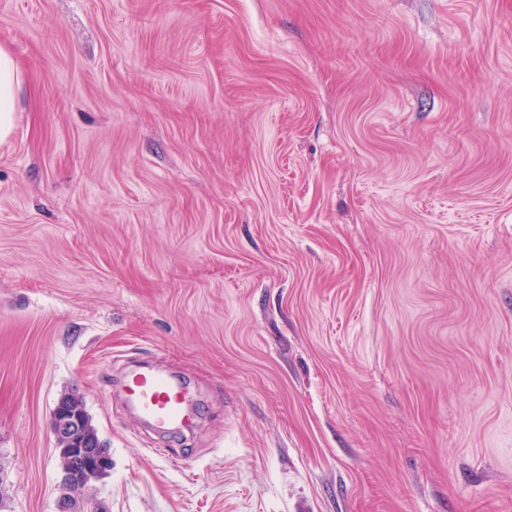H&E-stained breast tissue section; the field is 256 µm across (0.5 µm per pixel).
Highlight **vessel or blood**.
I'll use <instances>...</instances> for the list:
<instances>
[{
	"instance_id": "vessel-or-blood-1",
	"label": "vessel or blood",
	"mask_w": 512,
	"mask_h": 512,
	"mask_svg": "<svg viewBox=\"0 0 512 512\" xmlns=\"http://www.w3.org/2000/svg\"><path fill=\"white\" fill-rule=\"evenodd\" d=\"M124 391L131 408L147 425L167 434L193 427L195 415L187 407V393L179 381L140 371L127 376Z\"/></svg>"
}]
</instances>
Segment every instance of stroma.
I'll return each mask as SVG.
<instances>
[{
    "instance_id": "stroma-1",
    "label": "stroma",
    "mask_w": 512,
    "mask_h": 512,
    "mask_svg": "<svg viewBox=\"0 0 512 512\" xmlns=\"http://www.w3.org/2000/svg\"><path fill=\"white\" fill-rule=\"evenodd\" d=\"M0 44V512H57L72 389L104 512H512V0H0ZM25 84L24 73L12 52L0 46V140L11 134L18 112L19 98ZM131 408L149 426L167 434H182L194 425L187 393L177 380L150 371L132 373L124 381Z\"/></svg>"
}]
</instances>
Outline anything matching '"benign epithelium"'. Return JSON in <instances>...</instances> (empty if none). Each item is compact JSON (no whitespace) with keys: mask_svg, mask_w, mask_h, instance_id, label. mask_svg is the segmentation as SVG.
I'll return each instance as SVG.
<instances>
[{"mask_svg":"<svg viewBox=\"0 0 512 512\" xmlns=\"http://www.w3.org/2000/svg\"><path fill=\"white\" fill-rule=\"evenodd\" d=\"M84 414L74 403H59L53 411L52 431L62 459L63 479L72 483L81 498L92 497V475L111 467L110 457L83 434Z\"/></svg>","mask_w":512,"mask_h":512,"instance_id":"obj_1","label":"benign epithelium"}]
</instances>
